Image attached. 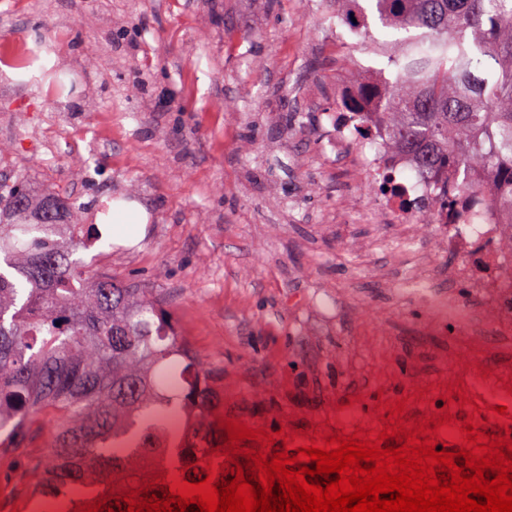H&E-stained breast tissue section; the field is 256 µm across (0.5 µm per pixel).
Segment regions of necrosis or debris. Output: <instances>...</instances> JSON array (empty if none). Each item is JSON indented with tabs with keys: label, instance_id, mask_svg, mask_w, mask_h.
<instances>
[{
	"label": "necrosis or debris",
	"instance_id": "obj_1",
	"mask_svg": "<svg viewBox=\"0 0 512 512\" xmlns=\"http://www.w3.org/2000/svg\"><path fill=\"white\" fill-rule=\"evenodd\" d=\"M384 79L344 84L336 101L331 149L365 175L368 185L387 189L367 220L380 224H414L429 214L443 231L453 261L446 276L449 286H463L480 305L479 317L469 307L452 302L449 316L468 328L477 322L497 323L512 316V263L504 245L512 240V208L506 207L492 185L494 170L474 164L422 174L414 156L393 148L388 128L378 116Z\"/></svg>",
	"mask_w": 512,
	"mask_h": 512
}]
</instances>
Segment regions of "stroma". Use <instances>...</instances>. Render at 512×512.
Listing matches in <instances>:
<instances>
[{"instance_id": "obj_1", "label": "stroma", "mask_w": 512, "mask_h": 512, "mask_svg": "<svg viewBox=\"0 0 512 512\" xmlns=\"http://www.w3.org/2000/svg\"><path fill=\"white\" fill-rule=\"evenodd\" d=\"M331 0H0V180L52 186L102 234L90 271L153 289L203 362L223 369L224 419L286 435L382 424L408 398L418 423L479 410L512 388V322L469 335L417 294L411 232L430 283L450 259L437 226L371 224L378 198L328 157L330 116L358 77ZM51 44L57 96L17 60ZM149 213L112 242V201ZM468 353L479 368L452 363ZM465 390L468 404L448 400ZM56 418L0 458V512H30Z\"/></svg>"}]
</instances>
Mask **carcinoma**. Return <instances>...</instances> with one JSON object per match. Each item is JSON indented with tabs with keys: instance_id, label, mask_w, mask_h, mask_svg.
Instances as JSON below:
<instances>
[{
	"instance_id": "obj_1",
	"label": "carcinoma",
	"mask_w": 512,
	"mask_h": 512,
	"mask_svg": "<svg viewBox=\"0 0 512 512\" xmlns=\"http://www.w3.org/2000/svg\"><path fill=\"white\" fill-rule=\"evenodd\" d=\"M334 2L342 24L400 33L375 44L393 145L426 174L475 161L499 171L511 205L512 0ZM79 217L53 188L0 184V456L33 438L37 417L58 414L36 464L37 509L104 499L123 512L130 491L162 473L199 482L211 451L227 462L222 376L148 289L81 276L76 254L91 243Z\"/></svg>"
}]
</instances>
